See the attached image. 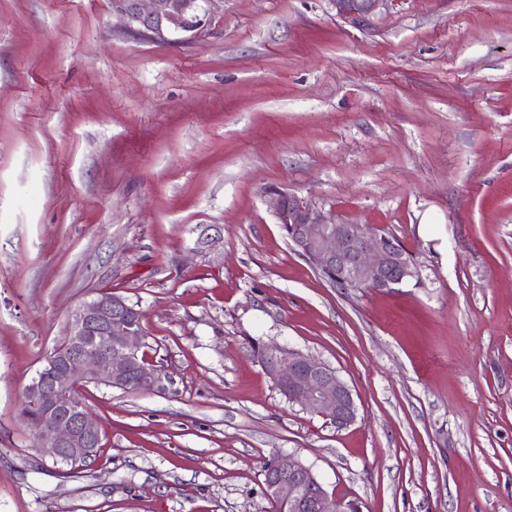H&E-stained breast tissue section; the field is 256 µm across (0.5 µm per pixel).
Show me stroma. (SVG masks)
<instances>
[{
    "label": "stroma",
    "instance_id": "obj_1",
    "mask_svg": "<svg viewBox=\"0 0 512 512\" xmlns=\"http://www.w3.org/2000/svg\"><path fill=\"white\" fill-rule=\"evenodd\" d=\"M274 188L421 283L333 287ZM102 290L166 388L85 387L101 447L65 475L18 408ZM252 338L335 368L356 420L288 402ZM276 451L362 512H512V0H224L199 45L0 0V512H271ZM339 14L353 19H363L368 16L380 0H330Z\"/></svg>",
    "mask_w": 512,
    "mask_h": 512
}]
</instances>
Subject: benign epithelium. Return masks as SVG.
I'll return each instance as SVG.
<instances>
[{
  "label": "benign epithelium",
  "mask_w": 512,
  "mask_h": 512,
  "mask_svg": "<svg viewBox=\"0 0 512 512\" xmlns=\"http://www.w3.org/2000/svg\"><path fill=\"white\" fill-rule=\"evenodd\" d=\"M124 29L156 44H200L224 0H109ZM339 14L368 16L380 0H330ZM268 204L295 251L333 285L393 289L420 281L413 255L396 239L359 224L336 221L333 214L296 195L273 191ZM143 315L122 296L100 291L72 312L60 354L51 356L27 385L26 403L37 409L31 419L39 452L55 461L93 457L101 432L87 406L78 403L90 383L144 391L165 390L155 365L139 361L144 341ZM261 366L288 401L331 417L339 425L355 421L358 406L352 389L337 371L296 349L264 343ZM264 495L288 512H348L350 504L327 491L312 466L296 453L279 458L264 475Z\"/></svg>",
  "instance_id": "obj_1"
}]
</instances>
